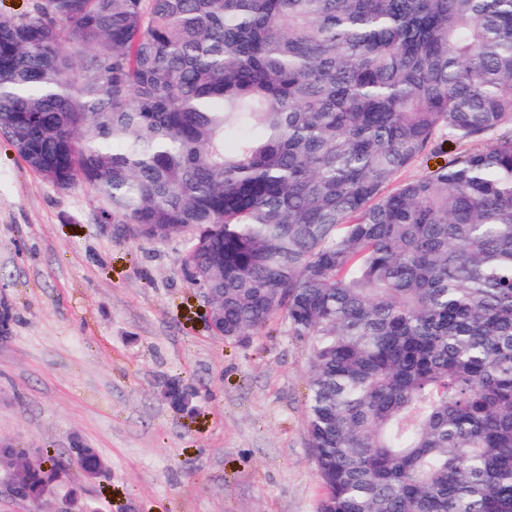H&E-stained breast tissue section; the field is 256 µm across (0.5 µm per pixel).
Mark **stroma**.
I'll use <instances>...</instances> for the list:
<instances>
[{
    "label": "stroma",
    "mask_w": 512,
    "mask_h": 512,
    "mask_svg": "<svg viewBox=\"0 0 512 512\" xmlns=\"http://www.w3.org/2000/svg\"><path fill=\"white\" fill-rule=\"evenodd\" d=\"M181 254L180 238L99 224L89 190L57 188L0 139V440L97 449L104 473L74 478L90 512H317L305 347L280 317L246 343L211 332ZM175 377L194 414L163 401Z\"/></svg>",
    "instance_id": "stroma-1"
}]
</instances>
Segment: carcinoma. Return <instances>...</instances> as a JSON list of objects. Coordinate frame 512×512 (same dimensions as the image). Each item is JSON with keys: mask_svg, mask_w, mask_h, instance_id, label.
<instances>
[{"mask_svg": "<svg viewBox=\"0 0 512 512\" xmlns=\"http://www.w3.org/2000/svg\"><path fill=\"white\" fill-rule=\"evenodd\" d=\"M441 131L492 145L397 182ZM0 136L181 237L216 334L286 318L318 512H512V0H33L0 11Z\"/></svg>", "mask_w": 512, "mask_h": 512, "instance_id": "obj_1", "label": "carcinoma"}]
</instances>
